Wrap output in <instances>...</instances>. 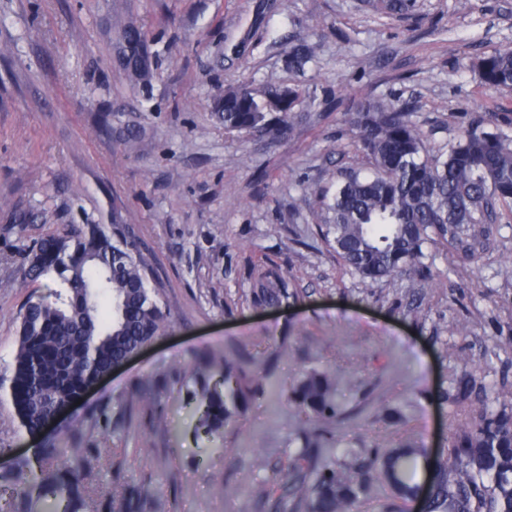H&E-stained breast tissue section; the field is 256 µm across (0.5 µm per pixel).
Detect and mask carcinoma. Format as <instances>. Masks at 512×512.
<instances>
[{"label": "carcinoma", "mask_w": 512, "mask_h": 512, "mask_svg": "<svg viewBox=\"0 0 512 512\" xmlns=\"http://www.w3.org/2000/svg\"><path fill=\"white\" fill-rule=\"evenodd\" d=\"M382 14L413 13L417 0H368ZM113 51L133 86L149 82L152 52L143 28L131 18L116 21ZM314 46L300 44L288 53V68L303 70ZM481 84L490 91L512 89V46L474 62ZM302 102L287 85L238 84L224 89L217 108L224 131L277 142L293 129V112ZM356 131V148L368 162L338 174L336 192L322 196L318 223L329 250L343 269L369 284L408 270L423 258V245L434 233L448 251L465 261L476 259L470 243L491 216L512 210V136L477 127L463 131L448 150L432 154L426 136L396 100L366 99L345 118ZM126 219L116 213L111 228L84 224L66 235H51L26 250L27 276L52 277L47 297L29 298L20 312L12 378V401L27 433L39 430L51 392L72 398L82 388L136 349L161 335L165 315L150 287V268L129 244ZM264 299L275 301L285 280L265 271L253 280ZM334 379L309 372L288 390L287 402L306 417L300 437L304 447L290 458L286 477L292 497L272 488L273 512H360L375 482L400 498L423 497L426 512H512V406L497 411L477 406L469 423L448 441L453 462L431 467L425 484L412 482L426 449L402 444L367 460L343 466L320 462L316 448L326 446L321 421L337 415ZM252 390L246 373L227 363L192 394L200 414L196 432L207 437L224 429L236 403ZM82 429L71 434L79 470H61L60 449L50 439L30 458L12 463L0 474V512H99L104 501L89 495L78 471L88 474L110 448H83ZM154 495L130 487L112 496V512H148Z\"/></svg>", "instance_id": "cac0c4a2"}]
</instances>
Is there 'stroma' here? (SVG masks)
<instances>
[{"instance_id": "obj_1", "label": "stroma", "mask_w": 512, "mask_h": 512, "mask_svg": "<svg viewBox=\"0 0 512 512\" xmlns=\"http://www.w3.org/2000/svg\"><path fill=\"white\" fill-rule=\"evenodd\" d=\"M471 3L419 0L389 18L363 0H0V471L38 444L10 398L17 317L46 292L25 278V249L117 211L160 285L165 326L51 426L65 466L78 465L75 424L84 447L112 449L86 486L148 487L160 512H270L266 491L302 445L304 416L283 395L312 370L337 379L324 431L340 437L327 450L338 463L405 442L447 460L469 420L465 371L473 400L499 409L512 394V213L475 262L433 240L419 266L373 285L340 267L315 220L316 189L363 163L344 115L364 99L410 106L433 149L478 119L512 134V91L486 90L472 68L512 45V0ZM119 14L143 25L148 85L114 63ZM303 41L315 58L289 69ZM270 80L307 96L292 133H226L225 87ZM266 265L288 283L276 305L249 276ZM211 357L242 365L255 391L209 439L194 433L190 395ZM146 379L154 397L137 391Z\"/></svg>"}]
</instances>
